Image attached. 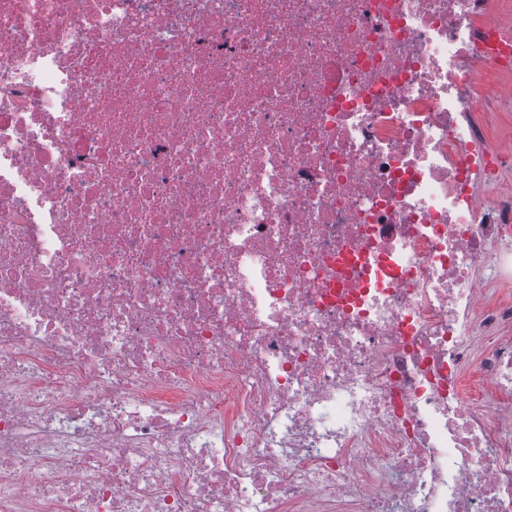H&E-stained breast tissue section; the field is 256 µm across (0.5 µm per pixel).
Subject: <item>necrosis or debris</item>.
<instances>
[{
	"mask_svg": "<svg viewBox=\"0 0 512 512\" xmlns=\"http://www.w3.org/2000/svg\"><path fill=\"white\" fill-rule=\"evenodd\" d=\"M512 0H0V512H512Z\"/></svg>",
	"mask_w": 512,
	"mask_h": 512,
	"instance_id": "4bbe7bcc",
	"label": "necrosis or debris"
}]
</instances>
